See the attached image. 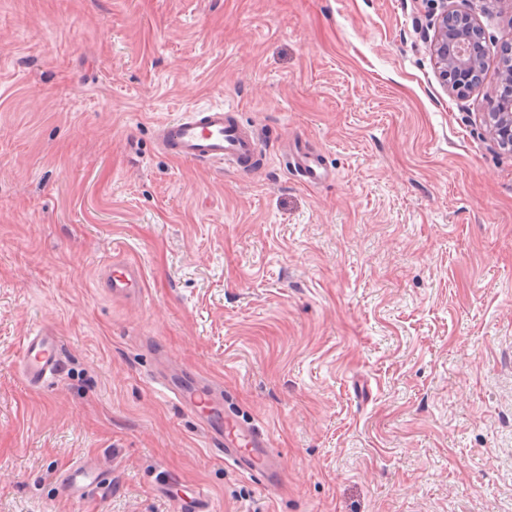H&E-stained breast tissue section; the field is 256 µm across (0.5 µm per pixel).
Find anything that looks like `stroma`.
Segmentation results:
<instances>
[{
    "label": "stroma",
    "mask_w": 512,
    "mask_h": 512,
    "mask_svg": "<svg viewBox=\"0 0 512 512\" xmlns=\"http://www.w3.org/2000/svg\"><path fill=\"white\" fill-rule=\"evenodd\" d=\"M482 83L444 87L427 0H0V512H512V152L482 112L512 0H453ZM230 105L240 173L155 127ZM303 141L331 175L283 163ZM115 259L143 292L101 285ZM61 340L28 386L25 336ZM268 431L272 491L156 374ZM103 482L78 499L62 477ZM61 341L52 327H40L22 345V375L31 386H40L57 376ZM179 512H212V504L208 493L201 487H195L190 495L181 498Z\"/></svg>",
    "instance_id": "1"
}]
</instances>
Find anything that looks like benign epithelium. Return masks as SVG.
Here are the masks:
<instances>
[{"instance_id":"benign-epithelium-1","label":"benign epithelium","mask_w":512,"mask_h":512,"mask_svg":"<svg viewBox=\"0 0 512 512\" xmlns=\"http://www.w3.org/2000/svg\"><path fill=\"white\" fill-rule=\"evenodd\" d=\"M429 2L435 17L430 47L442 81L456 92L481 82L482 68L474 46L484 38L483 30L469 13L448 8V0ZM483 120L496 145L512 152V98L504 104V111L483 113Z\"/></svg>"}]
</instances>
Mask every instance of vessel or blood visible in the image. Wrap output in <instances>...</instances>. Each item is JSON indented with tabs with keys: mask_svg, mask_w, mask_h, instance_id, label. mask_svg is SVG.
I'll list each match as a JSON object with an SVG mask.
<instances>
[{
	"mask_svg": "<svg viewBox=\"0 0 512 512\" xmlns=\"http://www.w3.org/2000/svg\"><path fill=\"white\" fill-rule=\"evenodd\" d=\"M155 134L164 152L199 166L224 165L240 172L252 169L260 154V144L253 133L235 119L231 109L221 105L181 113L159 124ZM288 165L309 183L321 182L329 176L324 164L301 145L294 146ZM103 286L115 297L138 295L142 288L141 273L129 262L112 261L106 267ZM60 354L61 341L54 328L41 327L31 332L22 345L24 380L39 386L54 379ZM162 389L178 403L205 414L207 432L212 438L223 440L225 456L240 472L259 478L267 488L278 486L277 456L268 433L233 412L212 411L210 386L167 382ZM64 482L74 494L81 495L94 488L99 479L91 469L80 467L71 470ZM179 512H212L208 493L203 488H194L181 499Z\"/></svg>",
	"mask_w": 512,
	"mask_h": 512,
	"instance_id": "vessel-or-blood-1",
	"label": "vessel or blood"
}]
</instances>
